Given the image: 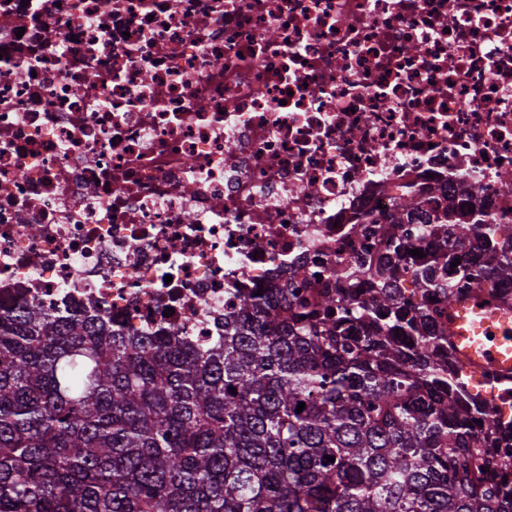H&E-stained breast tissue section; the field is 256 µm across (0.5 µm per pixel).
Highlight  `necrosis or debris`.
<instances>
[{"label": "necrosis or debris", "instance_id": "1", "mask_svg": "<svg viewBox=\"0 0 512 512\" xmlns=\"http://www.w3.org/2000/svg\"><path fill=\"white\" fill-rule=\"evenodd\" d=\"M428 191L512 222V0H0L2 302L206 342L395 241L410 288Z\"/></svg>", "mask_w": 512, "mask_h": 512}]
</instances>
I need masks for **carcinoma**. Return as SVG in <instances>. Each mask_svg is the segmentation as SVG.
Instances as JSON below:
<instances>
[{
    "label": "carcinoma",
    "mask_w": 512,
    "mask_h": 512,
    "mask_svg": "<svg viewBox=\"0 0 512 512\" xmlns=\"http://www.w3.org/2000/svg\"><path fill=\"white\" fill-rule=\"evenodd\" d=\"M389 220L448 225L416 287L451 300L474 280L512 282V223L417 197ZM463 250L471 265L451 267ZM392 260L369 265L365 301L245 296L206 344L0 303V512H512V459L471 428L486 401L437 355L440 314L403 296ZM353 322L367 339L347 335ZM395 330L420 346L405 354Z\"/></svg>",
    "instance_id": "1"
}]
</instances>
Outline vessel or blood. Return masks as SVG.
<instances>
[{"instance_id":"b4317fda","label":"vessel or blood","mask_w":512,"mask_h":512,"mask_svg":"<svg viewBox=\"0 0 512 512\" xmlns=\"http://www.w3.org/2000/svg\"><path fill=\"white\" fill-rule=\"evenodd\" d=\"M445 317L448 341L469 372L489 369L512 379V307L475 288L454 298Z\"/></svg>"}]
</instances>
